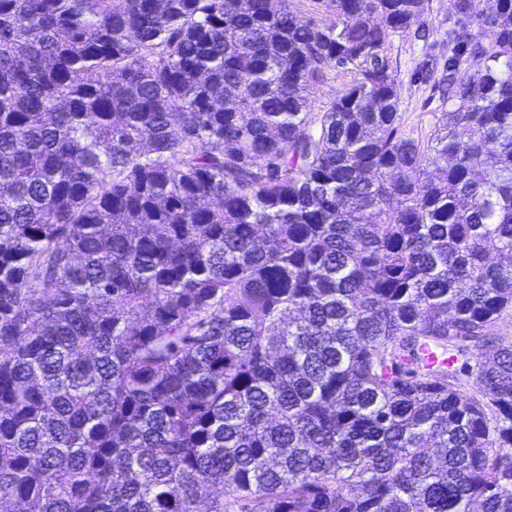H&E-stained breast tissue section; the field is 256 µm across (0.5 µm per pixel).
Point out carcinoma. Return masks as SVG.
<instances>
[{
    "instance_id": "1",
    "label": "carcinoma",
    "mask_w": 512,
    "mask_h": 512,
    "mask_svg": "<svg viewBox=\"0 0 512 512\" xmlns=\"http://www.w3.org/2000/svg\"><path fill=\"white\" fill-rule=\"evenodd\" d=\"M269 2L0 0L23 512H512V0H451L425 144L387 56L424 0ZM296 11L302 21H308L320 27L334 24L336 16L320 0H294ZM351 74L331 70L327 79L310 90L311 112H324L330 107L339 92L351 82Z\"/></svg>"
}]
</instances>
